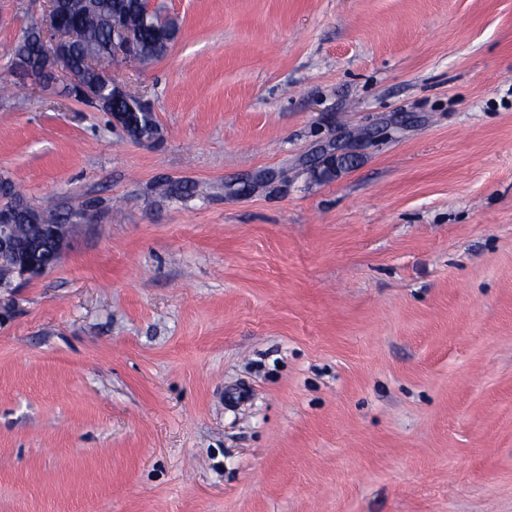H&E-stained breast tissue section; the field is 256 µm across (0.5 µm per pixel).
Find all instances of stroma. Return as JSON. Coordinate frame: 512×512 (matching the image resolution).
<instances>
[{"instance_id":"1","label":"stroma","mask_w":512,"mask_h":512,"mask_svg":"<svg viewBox=\"0 0 512 512\" xmlns=\"http://www.w3.org/2000/svg\"><path fill=\"white\" fill-rule=\"evenodd\" d=\"M150 6L139 143L0 0V174L91 209L0 289V512H512V0ZM128 137L141 142L142 139L151 141L156 138L158 123L151 108L136 106V112H129ZM156 140V139H155Z\"/></svg>"}]
</instances>
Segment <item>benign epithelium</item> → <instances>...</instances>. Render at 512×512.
Returning <instances> with one entry per match:
<instances>
[{
	"label": "benign epithelium",
	"mask_w": 512,
	"mask_h": 512,
	"mask_svg": "<svg viewBox=\"0 0 512 512\" xmlns=\"http://www.w3.org/2000/svg\"><path fill=\"white\" fill-rule=\"evenodd\" d=\"M57 2L58 0H45L44 17L37 22V27L44 37L40 65L33 66L19 60L15 64V69L39 81L48 78L53 81L63 79L65 91L69 96L88 101L99 109L110 112L112 125L125 128L124 114L112 111L109 103L94 94V88L99 82L107 81L112 84V94L133 99L140 104L144 103L141 96L112 78L114 65L136 60L133 34L129 33L122 39L112 40L108 54L92 53L85 65L78 68L70 53V46L77 39V31L61 21L56 9ZM17 215L16 208L4 202L0 203V288L10 287L16 278H37L55 268L68 246L75 223L85 219L87 212H70L51 220L41 219L36 214L31 217L32 229L37 237L50 243L51 257L47 260L20 252L14 247Z\"/></svg>",
	"instance_id": "7a95c632"
}]
</instances>
